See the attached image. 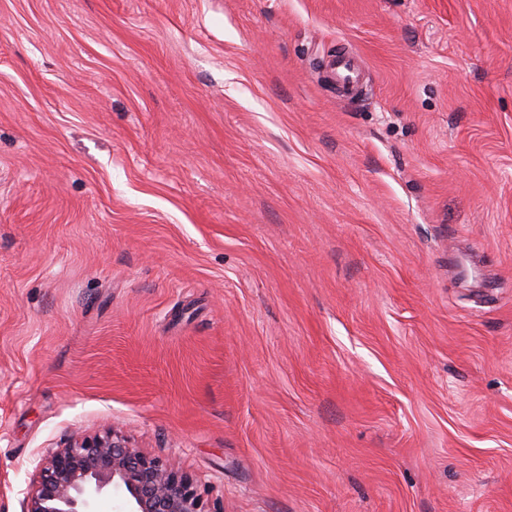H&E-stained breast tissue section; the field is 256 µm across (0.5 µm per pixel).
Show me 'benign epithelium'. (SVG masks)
I'll list each match as a JSON object with an SVG mask.
<instances>
[{
  "label": "benign epithelium",
  "instance_id": "benign-epithelium-1",
  "mask_svg": "<svg viewBox=\"0 0 512 512\" xmlns=\"http://www.w3.org/2000/svg\"><path fill=\"white\" fill-rule=\"evenodd\" d=\"M112 487L124 492V512H222L207 508L192 477L133 446L115 427L74 435L40 460L24 512H95Z\"/></svg>",
  "mask_w": 512,
  "mask_h": 512
}]
</instances>
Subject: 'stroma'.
I'll return each mask as SVG.
<instances>
[{"instance_id": "stroma-1", "label": "stroma", "mask_w": 512, "mask_h": 512, "mask_svg": "<svg viewBox=\"0 0 512 512\" xmlns=\"http://www.w3.org/2000/svg\"><path fill=\"white\" fill-rule=\"evenodd\" d=\"M110 426L222 512H512V0H0V512ZM336 79L344 86L354 88L360 80V69L356 60L350 56H341L334 65Z\"/></svg>"}]
</instances>
